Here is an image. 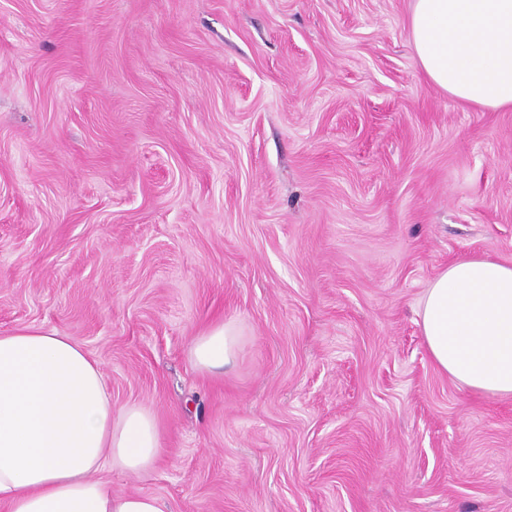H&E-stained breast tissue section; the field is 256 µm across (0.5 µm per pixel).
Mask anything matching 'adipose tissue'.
Segmentation results:
<instances>
[{
	"instance_id": "1",
	"label": "adipose tissue",
	"mask_w": 512,
	"mask_h": 512,
	"mask_svg": "<svg viewBox=\"0 0 512 512\" xmlns=\"http://www.w3.org/2000/svg\"><path fill=\"white\" fill-rule=\"evenodd\" d=\"M423 77L458 102L512 109V0H412ZM417 324L434 366L489 396H512V264L454 260L426 289ZM241 334L221 321L189 347L195 367L234 363ZM162 454L147 406H114L99 363L71 337L0 333V507L5 512H171L160 497L113 493L107 471L141 474Z\"/></svg>"
}]
</instances>
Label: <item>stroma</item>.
Returning <instances> with one entry per match:
<instances>
[{"label":"stroma","instance_id":"1","mask_svg":"<svg viewBox=\"0 0 512 512\" xmlns=\"http://www.w3.org/2000/svg\"><path fill=\"white\" fill-rule=\"evenodd\" d=\"M411 0H0V332L159 419L173 512H512V396L432 364L452 260L512 263V111L420 73ZM219 374L188 358L219 321ZM241 338L240 329L232 321L218 322L194 338L189 358L200 371L224 370L237 360Z\"/></svg>","mask_w":512,"mask_h":512}]
</instances>
